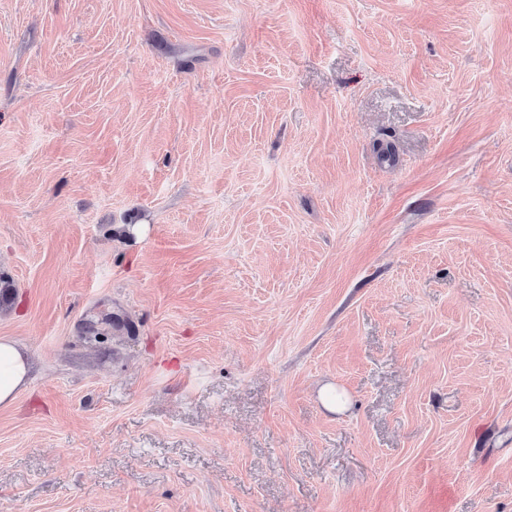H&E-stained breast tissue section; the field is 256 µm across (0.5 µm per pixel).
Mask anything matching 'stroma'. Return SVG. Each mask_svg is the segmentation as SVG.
Masks as SVG:
<instances>
[{
  "label": "stroma",
  "mask_w": 512,
  "mask_h": 512,
  "mask_svg": "<svg viewBox=\"0 0 512 512\" xmlns=\"http://www.w3.org/2000/svg\"><path fill=\"white\" fill-rule=\"evenodd\" d=\"M0 276V512H512V0H0ZM30 372L28 356L11 337L0 336V407H9L25 388Z\"/></svg>",
  "instance_id": "1"
}]
</instances>
